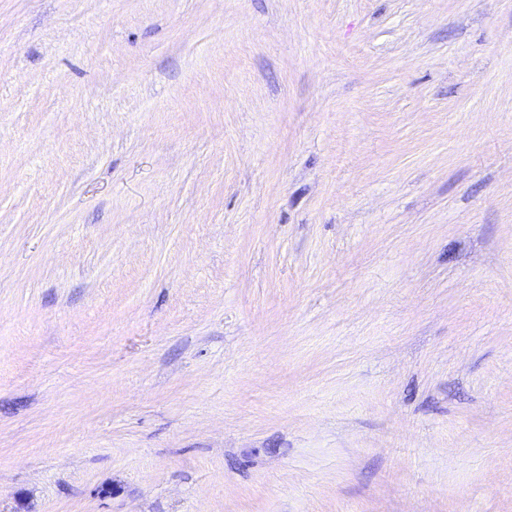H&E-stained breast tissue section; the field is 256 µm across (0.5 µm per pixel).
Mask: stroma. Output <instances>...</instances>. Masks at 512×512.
I'll return each mask as SVG.
<instances>
[{
    "instance_id": "stroma-1",
    "label": "stroma",
    "mask_w": 512,
    "mask_h": 512,
    "mask_svg": "<svg viewBox=\"0 0 512 512\" xmlns=\"http://www.w3.org/2000/svg\"><path fill=\"white\" fill-rule=\"evenodd\" d=\"M0 512H512V0H0Z\"/></svg>"
}]
</instances>
